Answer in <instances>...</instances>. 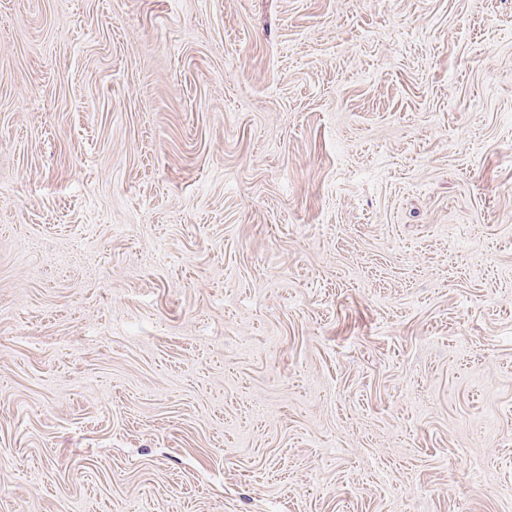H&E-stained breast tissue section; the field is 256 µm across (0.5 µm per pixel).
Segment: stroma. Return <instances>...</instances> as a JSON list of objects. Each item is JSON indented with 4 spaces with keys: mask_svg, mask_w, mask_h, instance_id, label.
Segmentation results:
<instances>
[{
    "mask_svg": "<svg viewBox=\"0 0 512 512\" xmlns=\"http://www.w3.org/2000/svg\"><path fill=\"white\" fill-rule=\"evenodd\" d=\"M0 512H512V0H0Z\"/></svg>",
    "mask_w": 512,
    "mask_h": 512,
    "instance_id": "obj_1",
    "label": "stroma"
}]
</instances>
